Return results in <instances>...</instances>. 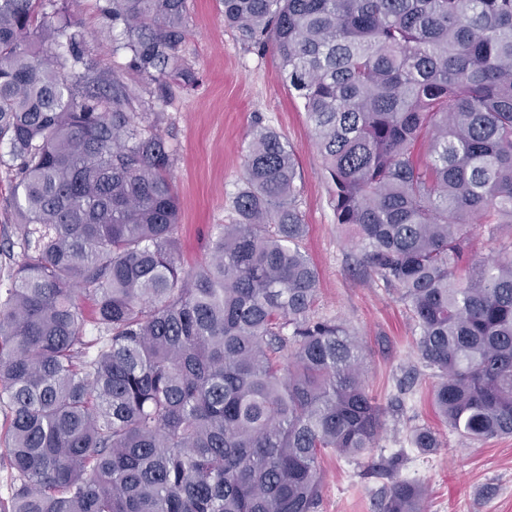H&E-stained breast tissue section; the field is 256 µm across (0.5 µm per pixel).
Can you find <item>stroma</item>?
Here are the masks:
<instances>
[{"mask_svg": "<svg viewBox=\"0 0 512 512\" xmlns=\"http://www.w3.org/2000/svg\"><path fill=\"white\" fill-rule=\"evenodd\" d=\"M102 0H48L47 13H61L84 32L87 52L110 70L125 68L113 53ZM189 35L182 51L194 70L190 86L166 92L161 129L173 152L172 176L181 200V262L194 269L208 258L215 225L235 217L233 195L255 118L275 129L296 151L299 208L308 226L303 246L320 274L316 310L344 322L361 340L370 392L387 409L373 450L358 459L324 456L319 512H378L382 478L371 467L380 456L402 450V477L425 490V512H512V435L471 442L448 432L437 419L433 381L415 380L401 411H391L396 383L417 362V333L399 294L355 270L357 249L335 221L332 182L314 144L311 125L296 92L285 82L273 49L243 43L225 25L221 0H190ZM435 429L440 446L424 452L410 445L408 427Z\"/></svg>", "mask_w": 512, "mask_h": 512, "instance_id": "35a3bbf8", "label": "stroma"}]
</instances>
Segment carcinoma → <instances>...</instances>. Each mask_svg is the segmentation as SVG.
<instances>
[{"label": "carcinoma", "mask_w": 512, "mask_h": 512, "mask_svg": "<svg viewBox=\"0 0 512 512\" xmlns=\"http://www.w3.org/2000/svg\"><path fill=\"white\" fill-rule=\"evenodd\" d=\"M44 2L0 0L16 219L0 254L19 257L0 293L15 479L0 512H318L322 456L376 447L384 409L358 338L314 311L295 149L254 126L234 223L184 270L159 109L170 80L195 81L188 0H104L112 50L158 87L147 99L66 17L46 25ZM222 4L302 99L336 223L408 306L442 422L469 441L512 434V242L468 257L477 229L495 242L512 224V0ZM410 443L438 438L423 425ZM401 465L377 463L378 512H424Z\"/></svg>", "instance_id": "1"}]
</instances>
